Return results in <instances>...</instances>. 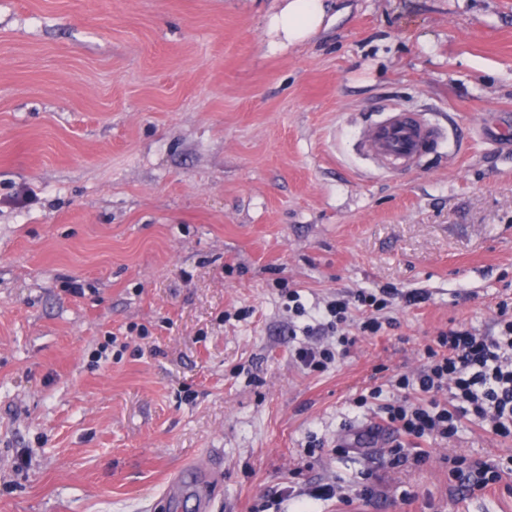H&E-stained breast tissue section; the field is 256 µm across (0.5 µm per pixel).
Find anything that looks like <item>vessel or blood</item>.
Instances as JSON below:
<instances>
[{"instance_id":"b4317fda","label":"vessel or blood","mask_w":512,"mask_h":512,"mask_svg":"<svg viewBox=\"0 0 512 512\" xmlns=\"http://www.w3.org/2000/svg\"><path fill=\"white\" fill-rule=\"evenodd\" d=\"M446 137L445 128L430 122L424 113L406 111L395 105L388 108L380 121L364 126L362 133L365 148L380 170L387 172L410 168L423 156L435 153ZM212 472L208 460H199L171 483L168 489L171 499H179L186 482Z\"/></svg>"}]
</instances>
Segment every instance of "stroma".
Masks as SVG:
<instances>
[{
	"instance_id": "stroma-1",
	"label": "stroma",
	"mask_w": 512,
	"mask_h": 512,
	"mask_svg": "<svg viewBox=\"0 0 512 512\" xmlns=\"http://www.w3.org/2000/svg\"><path fill=\"white\" fill-rule=\"evenodd\" d=\"M325 4L275 49L282 0H0V512H173L205 456L212 512L368 482L367 512H512V472L466 491L440 462L512 438L468 424L392 467L351 407L512 296V0ZM390 104L448 128L397 174L359 147ZM281 280L309 312L430 298L319 373ZM202 474L205 476L213 474V467L211 463L202 459L199 460L197 464L183 471L169 486L168 494H170L171 499L175 501V503H180V491L181 488L187 481H193L197 479Z\"/></svg>"
}]
</instances>
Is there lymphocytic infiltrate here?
Listing matches in <instances>:
<instances>
[{
  "instance_id": "f902f5d3",
  "label": "lymphocytic infiltrate",
  "mask_w": 512,
  "mask_h": 512,
  "mask_svg": "<svg viewBox=\"0 0 512 512\" xmlns=\"http://www.w3.org/2000/svg\"><path fill=\"white\" fill-rule=\"evenodd\" d=\"M428 298L425 290L389 285L328 301L318 312V324L322 333L335 336V344L304 346L295 357L306 369L325 371L358 337L375 336L395 326V318L384 317V310ZM424 354L417 371L394 375L386 385L364 389L352 401L353 407L375 413L377 421L368 436L384 429L400 435L391 450L393 463L426 464L431 452L423 448V441L448 440L467 423L496 437L512 436L511 303H498L493 333L453 325L439 331Z\"/></svg>"
}]
</instances>
